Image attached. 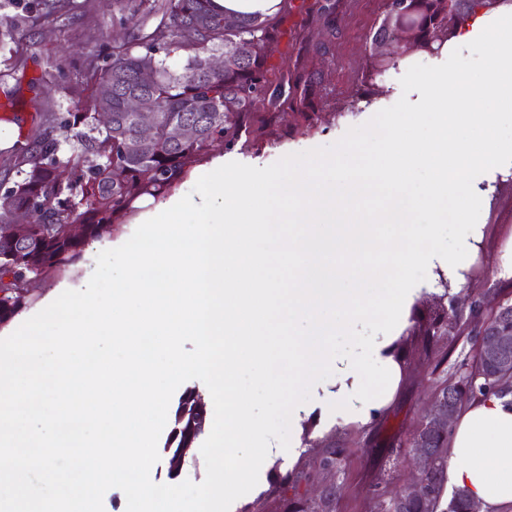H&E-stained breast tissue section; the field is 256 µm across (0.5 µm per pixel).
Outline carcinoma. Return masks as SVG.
<instances>
[{
  "label": "carcinoma",
  "instance_id": "1",
  "mask_svg": "<svg viewBox=\"0 0 512 512\" xmlns=\"http://www.w3.org/2000/svg\"><path fill=\"white\" fill-rule=\"evenodd\" d=\"M512 0H406L402 17L380 30L402 31L406 52L442 45L476 10L491 11ZM73 0H29L25 13L0 18V50L15 43L25 25L47 20L72 9ZM293 9L292 0L276 17L258 15L237 19L231 28L224 14L210 6V0H113L112 23L125 30L112 42L108 52L90 54L80 61L65 55L53 68L65 75L75 71L89 88L79 112H47L42 130L17 155L15 174L4 176L9 187L0 193V326H8L35 298L31 280L39 275L63 271L76 265L85 250L96 242L100 228L121 223L135 211L134 202L144 195L163 199L190 171L214 141L231 148L242 136L262 129L284 112H297L306 120L318 117L332 98L322 76L308 69V62L323 59L336 39V30L326 29L319 42L303 40L297 50L293 74L284 77L270 64L284 36V16ZM460 13L455 25H448V12ZM221 53L224 64L213 70L209 59ZM180 59L172 68L168 60ZM400 61L371 57L364 86ZM151 69L154 81L144 85L140 73ZM141 93L154 105L156 135L147 145L133 137L134 117L126 111V96ZM112 112V124L100 125L97 113ZM197 128L194 138L173 141L168 131L181 124ZM73 140L68 157H59L58 135ZM123 169V177L112 178L110 167ZM69 169L65 179L58 168ZM19 210L30 220L23 240L9 233ZM71 224L83 226V235L71 236ZM462 335L459 321L448 331L425 336V348L448 339V351L436 357L433 371L448 372L443 386L452 395L453 414L482 397L497 392L500 377L512 369L487 362L476 346L455 354ZM202 393L190 389L180 397L174 411L173 427L163 451L173 461L192 455L199 440ZM422 444L410 439L408 447H423L427 460L424 479L434 495L432 501L403 498L396 502L394 491H374L370 512H470L471 501L461 493L444 498L448 463V432L423 431ZM345 449L335 444L325 449L324 461L340 469ZM311 472L273 468L266 494L278 496L283 512H320V506L297 495L288 498V488L307 480Z\"/></svg>",
  "mask_w": 512,
  "mask_h": 512
}]
</instances>
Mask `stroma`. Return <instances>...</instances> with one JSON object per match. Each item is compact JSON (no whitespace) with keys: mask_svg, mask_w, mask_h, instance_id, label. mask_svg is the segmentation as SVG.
Wrapping results in <instances>:
<instances>
[{"mask_svg":"<svg viewBox=\"0 0 512 512\" xmlns=\"http://www.w3.org/2000/svg\"><path fill=\"white\" fill-rule=\"evenodd\" d=\"M295 7L283 22L285 36L273 63L279 72L293 71L300 40L319 41L328 23L336 25V40L329 55L313 62L334 99L314 126L293 112H285L279 122L248 145L225 149L223 143L208 147V155H225L227 161L265 167L282 157L335 143L348 129L362 125L379 110L395 104L402 95L400 75H385L369 98L359 99L373 35L384 15V0H329L321 9L318 0H293ZM112 0H86L84 7L54 21L27 26L12 49L0 52V124L14 126L19 143L30 142L38 133L46 112L73 111L84 85L76 76L56 78L52 61L62 54L77 58L94 49L89 30L112 31ZM483 200L478 219L484 231L485 265L476 268L484 277L485 266L496 263L506 241L512 240V173L482 174ZM137 227L136 215L103 232L87 249L82 262L66 271L34 281L35 302L28 315H35L64 289L82 288L96 267L97 255L122 245ZM436 311L433 294L419 295L411 305L405 326L395 341L402 366V380L393 401L382 417L370 427L345 425L325 431L313 425L292 423L291 440L302 443L299 465L310 464L331 443H339L346 457L337 475V512H369L374 486L388 481L395 490L411 484L415 468L410 456L397 452L398 444L410 439L424 416L441 377L434 374L424 353V331Z\"/></svg>","mask_w":512,"mask_h":512,"instance_id":"35a3bbf8","label":"stroma"}]
</instances>
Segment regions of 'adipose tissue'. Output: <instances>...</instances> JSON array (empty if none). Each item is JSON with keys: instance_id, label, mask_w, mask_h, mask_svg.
Listing matches in <instances>:
<instances>
[{"instance_id": "ef3b65f1", "label": "adipose tissue", "mask_w": 512, "mask_h": 512, "mask_svg": "<svg viewBox=\"0 0 512 512\" xmlns=\"http://www.w3.org/2000/svg\"><path fill=\"white\" fill-rule=\"evenodd\" d=\"M445 490L465 493L482 512H512V393L461 409L448 436Z\"/></svg>"}]
</instances>
